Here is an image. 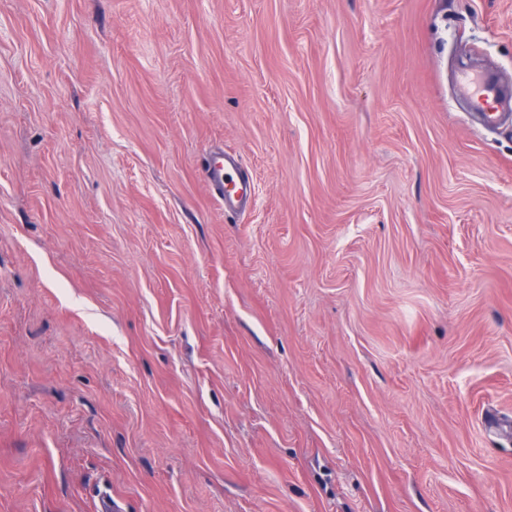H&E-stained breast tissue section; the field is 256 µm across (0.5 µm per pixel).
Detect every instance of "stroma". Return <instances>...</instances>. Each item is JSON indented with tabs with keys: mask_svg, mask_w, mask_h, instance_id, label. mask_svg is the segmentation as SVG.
<instances>
[{
	"mask_svg": "<svg viewBox=\"0 0 512 512\" xmlns=\"http://www.w3.org/2000/svg\"><path fill=\"white\" fill-rule=\"evenodd\" d=\"M472 56L512 0H0V512H512ZM217 154H224V157L207 165L203 172L204 179L223 200L225 213L243 212L252 197V175L242 166L236 153L220 148L214 151V155Z\"/></svg>",
	"mask_w": 512,
	"mask_h": 512,
	"instance_id": "stroma-1",
	"label": "stroma"
}]
</instances>
